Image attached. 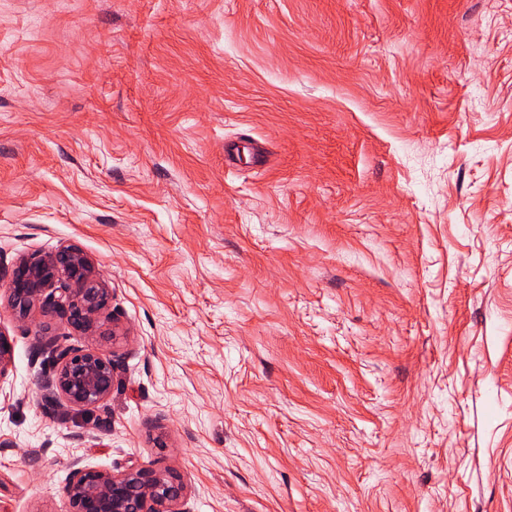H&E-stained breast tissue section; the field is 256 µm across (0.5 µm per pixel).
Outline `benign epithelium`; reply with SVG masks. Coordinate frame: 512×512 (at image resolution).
Returning <instances> with one entry per match:
<instances>
[{"label":"benign epithelium","instance_id":"benign-epithelium-1","mask_svg":"<svg viewBox=\"0 0 512 512\" xmlns=\"http://www.w3.org/2000/svg\"><path fill=\"white\" fill-rule=\"evenodd\" d=\"M8 302L21 319L56 313L77 333H97L113 342L115 330L100 324L110 300L109 288L93 260L72 245L19 259L8 280ZM56 391L77 409L95 407L112 393V355L97 348L69 345L54 350ZM13 364L10 336L0 330V381ZM73 512H190L178 476L128 466L121 472L72 464L64 486Z\"/></svg>","mask_w":512,"mask_h":512}]
</instances>
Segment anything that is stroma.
<instances>
[{
    "label": "stroma",
    "mask_w": 512,
    "mask_h": 512,
    "mask_svg": "<svg viewBox=\"0 0 512 512\" xmlns=\"http://www.w3.org/2000/svg\"><path fill=\"white\" fill-rule=\"evenodd\" d=\"M62 244L112 393L0 290V512H512V0H0V276ZM53 352L58 365L56 391L66 403L86 409L110 396L114 380L112 355L83 345H69ZM64 492L73 512H190L177 475L135 465L115 473L73 463Z\"/></svg>",
    "instance_id": "35a3bbf8"
}]
</instances>
